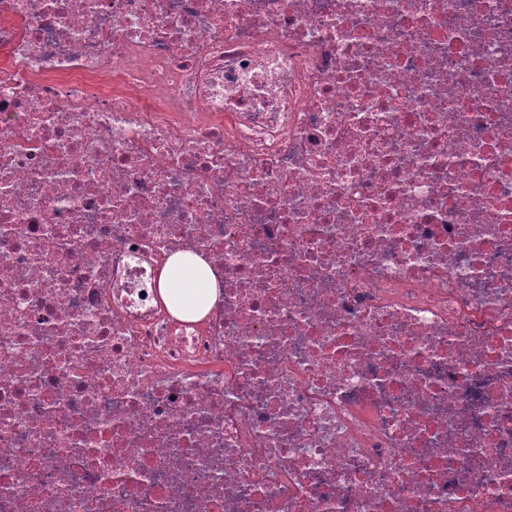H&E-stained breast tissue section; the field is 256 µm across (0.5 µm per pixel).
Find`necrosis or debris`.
Wrapping results in <instances>:
<instances>
[{
	"mask_svg": "<svg viewBox=\"0 0 512 512\" xmlns=\"http://www.w3.org/2000/svg\"><path fill=\"white\" fill-rule=\"evenodd\" d=\"M0 512H512V0H0ZM168 271L160 290L175 314L199 319L221 299V285L200 256L176 253L169 259Z\"/></svg>",
	"mask_w": 512,
	"mask_h": 512,
	"instance_id": "necrosis-or-debris-1",
	"label": "necrosis or debris"
}]
</instances>
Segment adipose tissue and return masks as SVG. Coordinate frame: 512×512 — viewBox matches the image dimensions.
Wrapping results in <instances>:
<instances>
[{
	"label": "adipose tissue",
	"instance_id": "1",
	"mask_svg": "<svg viewBox=\"0 0 512 512\" xmlns=\"http://www.w3.org/2000/svg\"><path fill=\"white\" fill-rule=\"evenodd\" d=\"M168 271V276L160 283V290L175 314L198 319L219 301L220 284L201 257L174 254L168 262Z\"/></svg>",
	"mask_w": 512,
	"mask_h": 512
}]
</instances>
